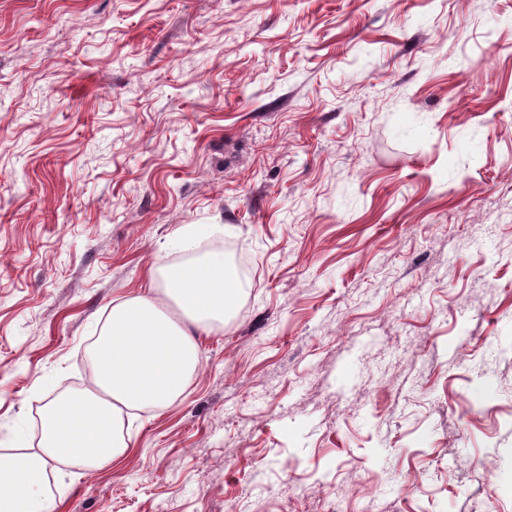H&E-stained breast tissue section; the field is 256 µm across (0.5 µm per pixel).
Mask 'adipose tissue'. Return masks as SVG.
Wrapping results in <instances>:
<instances>
[{
    "label": "adipose tissue",
    "mask_w": 512,
    "mask_h": 512,
    "mask_svg": "<svg viewBox=\"0 0 512 512\" xmlns=\"http://www.w3.org/2000/svg\"><path fill=\"white\" fill-rule=\"evenodd\" d=\"M163 300L136 294L114 303L94 345L93 381L44 405L38 444L0 454V512H55V464L95 470L123 457L127 411L167 407L199 364V338L236 310L244 286L223 256L159 265Z\"/></svg>",
    "instance_id": "obj_1"
}]
</instances>
